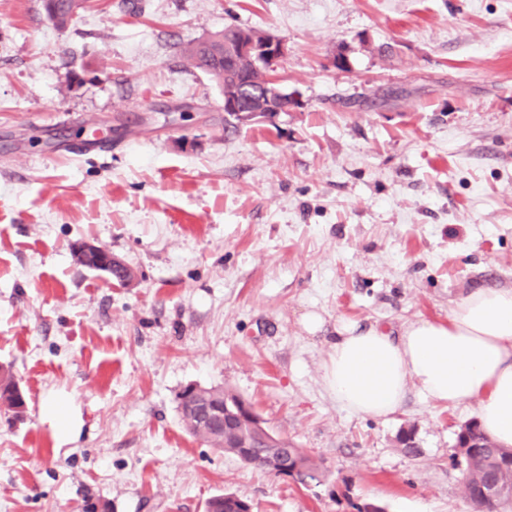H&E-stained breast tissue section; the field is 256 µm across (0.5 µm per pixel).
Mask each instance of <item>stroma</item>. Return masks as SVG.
Listing matches in <instances>:
<instances>
[{
  "instance_id": "obj_1",
  "label": "stroma",
  "mask_w": 512,
  "mask_h": 512,
  "mask_svg": "<svg viewBox=\"0 0 512 512\" xmlns=\"http://www.w3.org/2000/svg\"><path fill=\"white\" fill-rule=\"evenodd\" d=\"M228 26L284 39L269 74L301 108L225 113L181 51ZM84 242L133 280L78 263ZM500 287L512 0H88L65 29L0 0V367L27 401L0 413V512H204L224 493L252 512H473L457 434L476 402L412 390L362 418L323 363L337 321H444ZM191 382L249 400L320 483L190 436Z\"/></svg>"
}]
</instances>
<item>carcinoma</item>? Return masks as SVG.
Wrapping results in <instances>:
<instances>
[{
    "mask_svg": "<svg viewBox=\"0 0 512 512\" xmlns=\"http://www.w3.org/2000/svg\"><path fill=\"white\" fill-rule=\"evenodd\" d=\"M82 9L80 0H53V8L45 10L46 18L57 28L69 26ZM183 56L189 64L207 73L216 83H226L233 79L250 80L254 96L252 105L261 108L264 105L259 91L268 77V67L240 64L229 56H224V33L211 35V45L197 41L183 50ZM17 382L11 373L0 372V409L21 418V399L16 391ZM211 396L234 405L243 401V397L226 386H210ZM181 420L187 432L207 445L240 460L265 468L276 476L283 475L278 461L285 458L297 466V471L288 476L307 484L319 480L320 466L304 451L292 444L286 448H264L257 442L252 448L241 447L240 433L244 428L233 417H227L228 425L217 431L206 421L198 418L193 410L183 407ZM457 441L465 462V494L474 507V512H493L503 499L496 495L500 488L512 487V451L500 448L485 435L475 422L461 426Z\"/></svg>",
    "mask_w": 512,
    "mask_h": 512,
    "instance_id": "carcinoma-1",
    "label": "carcinoma"
}]
</instances>
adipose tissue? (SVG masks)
<instances>
[{
	"label": "adipose tissue",
	"mask_w": 512,
	"mask_h": 512,
	"mask_svg": "<svg viewBox=\"0 0 512 512\" xmlns=\"http://www.w3.org/2000/svg\"><path fill=\"white\" fill-rule=\"evenodd\" d=\"M323 381L342 408L385 420L408 390L439 404L478 403L477 423L499 447H512V287L475 288L447 320H418L392 333L336 324Z\"/></svg>",
	"instance_id": "adipose-tissue-1"
}]
</instances>
